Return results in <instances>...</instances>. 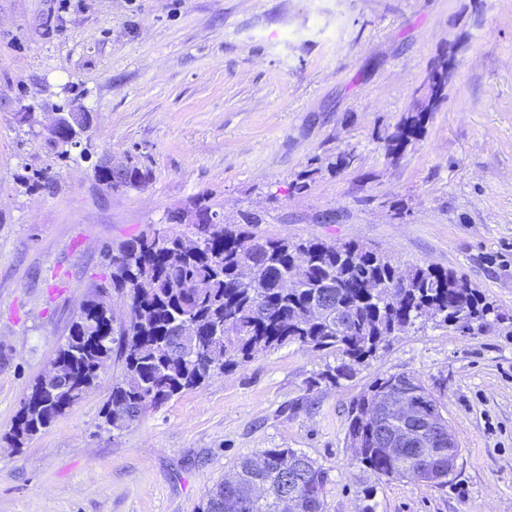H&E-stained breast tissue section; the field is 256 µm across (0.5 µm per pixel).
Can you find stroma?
<instances>
[{
    "label": "stroma",
    "mask_w": 512,
    "mask_h": 512,
    "mask_svg": "<svg viewBox=\"0 0 512 512\" xmlns=\"http://www.w3.org/2000/svg\"><path fill=\"white\" fill-rule=\"evenodd\" d=\"M447 58L448 99L386 144ZM78 101L88 155L62 160L26 112ZM352 166L332 168L342 152ZM136 154L153 177L111 193L92 161ZM312 170L306 188L289 191ZM54 191L35 187L45 172ZM199 196L263 234L376 247L451 269L504 322L395 337L353 380L295 345L104 428L107 385L20 447L7 440L81 303L104 245L165 226ZM68 274L50 293L53 269ZM407 372L441 397L462 456L448 485L379 479L350 448L353 399ZM264 448L328 474L326 512H512V0H0V512H199Z\"/></svg>",
    "instance_id": "35a3bbf8"
}]
</instances>
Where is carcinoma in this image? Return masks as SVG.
<instances>
[{
    "label": "carcinoma",
    "instance_id": "obj_1",
    "mask_svg": "<svg viewBox=\"0 0 512 512\" xmlns=\"http://www.w3.org/2000/svg\"><path fill=\"white\" fill-rule=\"evenodd\" d=\"M447 83L448 64L442 61L431 74L428 95L389 137V153L419 136L427 116L446 99ZM93 174L114 193L141 189L151 180L150 169L133 153L112 167L117 182L110 183L98 163ZM193 207L204 222L193 225L189 247L174 214L170 226L106 248L110 288L85 300L52 361L72 381L35 380L10 433L14 444L77 406L103 380L112 360L120 372L112 377L103 419L121 429L262 352L295 344L333 354L337 365L327 366L319 380L338 384L419 321L462 332L489 329L502 320L484 294L452 270L404 264L356 242L263 236L255 231L261 218L247 215L241 224H226L224 212L203 196ZM289 280L291 288L285 287ZM111 297L128 306L125 321L116 323L109 314ZM189 319L197 333L184 337L180 327ZM401 400L423 419H400L395 406ZM442 413L440 399L420 380L390 374L375 378L354 401L346 435L360 464L377 478L411 477L444 486L457 469L458 443L387 448L374 440L376 417L390 432L418 438L425 417ZM297 479L301 487L294 493L290 482ZM327 481V472L306 453L266 448L241 458L232 478L207 488L201 512H282L286 493L292 495L289 512H325Z\"/></svg>",
    "mask_w": 512,
    "mask_h": 512
}]
</instances>
